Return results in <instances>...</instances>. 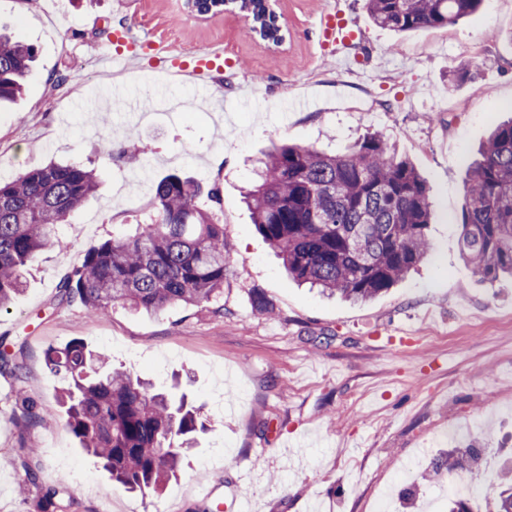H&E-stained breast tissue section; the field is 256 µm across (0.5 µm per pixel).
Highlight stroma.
<instances>
[{
  "label": "stroma",
  "instance_id": "35a3bbf8",
  "mask_svg": "<svg viewBox=\"0 0 512 512\" xmlns=\"http://www.w3.org/2000/svg\"><path fill=\"white\" fill-rule=\"evenodd\" d=\"M328 2L276 0L285 38L274 47L243 16H200L187 0H0V25L38 53L20 103L0 109V182L61 159L94 168L99 183L61 225L63 246L41 254L25 292L0 310V350L11 355L0 368V512H37L54 489L63 512H375L389 493L398 512H444L449 482L486 486L512 457V280H478L458 243L467 166L512 117V0L402 34L346 0L364 45L353 63L315 33ZM118 30L133 65L113 77L101 58ZM208 51L225 60L210 84L173 74L174 61ZM60 73L79 92L55 104L49 80ZM374 131L427 183L431 250L387 292L350 304L288 279L243 195L272 144L339 152ZM142 143L149 154L135 169L125 153ZM171 172L222 190L221 207L204 195L196 204L231 247L223 314L116 305L94 316L61 300L60 280L90 246L153 215V184ZM256 292L271 314L255 310ZM75 339L207 418L160 495L117 487L68 433L45 353ZM25 401L41 424L20 422ZM454 443L470 447L471 470L428 481ZM72 466L98 493L66 479Z\"/></svg>",
  "mask_w": 512,
  "mask_h": 512
}]
</instances>
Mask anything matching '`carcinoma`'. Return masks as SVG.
I'll return each mask as SVG.
<instances>
[{
	"instance_id": "cac0c4a2",
	"label": "carcinoma",
	"mask_w": 512,
	"mask_h": 512,
	"mask_svg": "<svg viewBox=\"0 0 512 512\" xmlns=\"http://www.w3.org/2000/svg\"><path fill=\"white\" fill-rule=\"evenodd\" d=\"M372 21L398 33L448 26L483 0H364ZM261 39L284 40L269 0H238ZM34 45L0 32V105L22 94ZM94 170L49 163L0 182V309L25 287L38 255L59 245V225L97 190ZM200 187L177 173L155 185V215L127 238L87 249L59 285L61 300L92 314L115 304L160 314L217 298L228 275L224 225L196 205ZM460 249L480 280L512 276V120L496 125L469 166ZM258 232L295 280L358 302L391 288L428 254L430 202L425 180L378 132L329 155L281 144L261 162L246 193ZM62 383L60 400L72 437L142 494L177 475L184 452L208 430L200 408L119 368L76 339L45 353ZM492 512H512V467L496 474Z\"/></svg>"
}]
</instances>
